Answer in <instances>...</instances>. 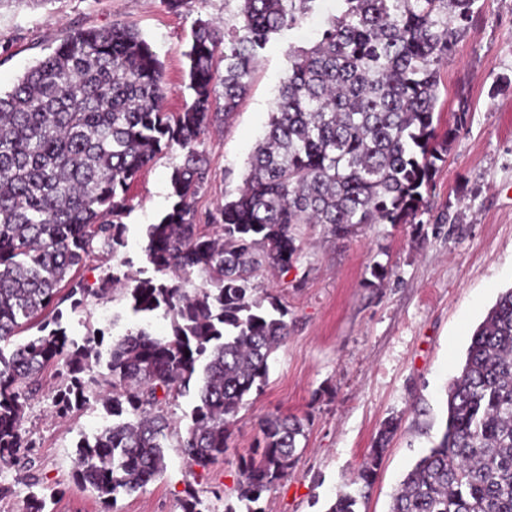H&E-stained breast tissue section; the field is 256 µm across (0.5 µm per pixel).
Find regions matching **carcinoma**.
Here are the masks:
<instances>
[{
    "instance_id": "obj_1",
    "label": "carcinoma",
    "mask_w": 512,
    "mask_h": 512,
    "mask_svg": "<svg viewBox=\"0 0 512 512\" xmlns=\"http://www.w3.org/2000/svg\"><path fill=\"white\" fill-rule=\"evenodd\" d=\"M239 2L237 25L195 21L185 53L191 102L179 112L164 109V67L151 43L117 22L71 31L0 94V469L27 457L25 409L51 364L69 378L55 397L58 414L83 406L96 382L118 418L77 446L74 477L99 498L164 472L171 420L162 405L197 381L199 402L178 447L191 467L224 458L289 334L288 309L260 289L258 267L299 260V224H326L341 238L361 224L422 223L439 164L470 112L459 99L443 126L437 106L440 67L466 37L476 0H338L317 41L288 46L243 187L203 216L195 199L210 174L204 136L237 109L271 39L302 28L323 0ZM174 149L182 161L169 176L170 204L147 226L144 248L162 277L116 272L96 288L76 280L94 242L125 245L131 185ZM193 272L202 277L194 287ZM119 287L134 312L169 320L170 333L133 327L112 339V380L99 383L100 342L70 339L61 306L75 310L90 293L108 300ZM48 310L41 335L4 355L3 345ZM399 427L394 416L382 423L349 489L325 512H361ZM261 428L259 457L240 462L236 503L224 501V512H264L263 495L299 458L303 419L270 415ZM389 512H512V288L474 331L448 384L442 438L405 475Z\"/></svg>"
}]
</instances>
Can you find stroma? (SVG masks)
Instances as JSON below:
<instances>
[{"label": "stroma", "instance_id": "obj_1", "mask_svg": "<svg viewBox=\"0 0 512 512\" xmlns=\"http://www.w3.org/2000/svg\"><path fill=\"white\" fill-rule=\"evenodd\" d=\"M468 36L442 72L457 107L470 104L467 127L448 149L437 178L431 211L419 224L362 225L345 238L327 225L297 228L301 256L286 270L261 268L258 284L288 310V340L270 360L268 384L250 398L233 429L223 459L189 468L177 440L193 396L169 407L174 420L166 440V471L144 488L120 492L104 504L74 479L77 445L111 424L97 386L69 416L56 415L54 397L67 380L50 366L39 394L29 402L22 430L35 444L31 464L0 470L11 494L0 512H25L30 496L45 512H182L188 497L202 512H224L222 496L238 478V463L262 437L272 414L308 422L295 469L265 493L264 512H326L369 452L382 423L401 419L377 470L366 512H389L391 496L419 456L437 443L446 419V387L458 375L471 334L500 292L512 287V0H478ZM238 0H188L179 12L162 0H0V92L77 28L118 22L137 29L164 65L166 109L189 99L185 52L197 19L238 22ZM318 20L275 37L250 77L246 96L203 148L210 177L196 198L200 212L215 211L241 185L248 158L262 137L278 95L289 45L306 46ZM179 151L159 155L129 192L126 244L94 243L78 272L88 287L128 262L130 274L148 266L145 229L169 206V175ZM388 274L371 281L374 263ZM123 291L108 301L87 298L65 311L70 338L97 331L113 338L137 323Z\"/></svg>", "mask_w": 512, "mask_h": 512}]
</instances>
